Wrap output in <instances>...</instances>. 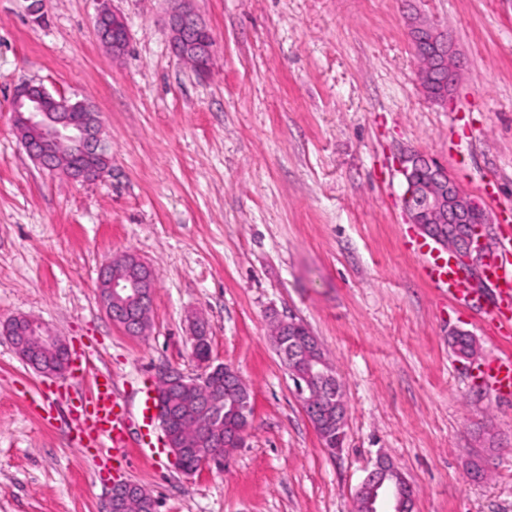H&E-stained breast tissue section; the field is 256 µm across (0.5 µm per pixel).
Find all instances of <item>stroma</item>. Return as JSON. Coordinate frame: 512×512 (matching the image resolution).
I'll return each mask as SVG.
<instances>
[{"instance_id":"35a3bbf8","label":"stroma","mask_w":512,"mask_h":512,"mask_svg":"<svg viewBox=\"0 0 512 512\" xmlns=\"http://www.w3.org/2000/svg\"><path fill=\"white\" fill-rule=\"evenodd\" d=\"M31 2L0 0V323L42 321L132 402L163 370L199 373L197 317L253 414L224 469L188 475L135 446L102 469L65 434L68 408L33 411L48 380L0 333V512H100L117 482L157 512H353L382 455L413 512H512V401L472 382L450 338L468 332L483 356L505 344L420 275L398 163L425 153L467 194L492 185V216L512 206V0H192L215 39L204 76L170 50L177 0H110L130 31L117 59L93 29L98 0H45L40 20ZM411 15L453 36L449 107L418 86ZM23 80L94 105L110 175L75 182L29 158L10 117ZM125 253L156 274L141 336L99 298L102 267ZM274 312L302 319L336 369L337 453L272 344Z\"/></svg>"}]
</instances>
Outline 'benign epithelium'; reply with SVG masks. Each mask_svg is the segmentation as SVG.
I'll list each match as a JSON object with an SVG mask.
<instances>
[{"label": "benign epithelium", "mask_w": 512, "mask_h": 512, "mask_svg": "<svg viewBox=\"0 0 512 512\" xmlns=\"http://www.w3.org/2000/svg\"><path fill=\"white\" fill-rule=\"evenodd\" d=\"M170 47L173 55L184 61L198 59L196 71L209 70L213 56L214 37L200 15L181 0V5L169 15ZM96 32L100 42L118 57L126 51L130 32L123 16L109 7V0H100L96 17ZM407 35L415 55L420 60L418 81L424 95L433 103L448 106L459 80L460 63L452 35L448 30L420 17L408 22ZM11 118L27 155L42 169L61 170L76 182L97 180L112 173V157L101 137V126L94 106L85 100H73L54 95L43 85L26 82L14 91ZM399 172L403 178V200L409 223L426 236L449 245L460 253L462 267L468 271L478 266L488 245L491 224L486 203L463 192L448 170L421 152L401 156ZM124 268L114 263L100 273L98 288L105 312L113 324L130 335L143 333V315L148 313L149 299L154 292V274L149 264L128 254L122 256ZM127 311H137L142 317L128 319ZM0 332L13 343L21 360L43 376H57L68 365L69 348L42 323L28 317H14L0 324ZM281 361L293 382L303 409L336 407V432L345 433L346 408L341 397L334 396L331 386L316 388L318 379H327L324 372L301 361L298 355L280 353ZM200 377H190L179 371L162 374L160 391L173 387L187 389L199 380L207 379L216 369L211 361L201 362ZM231 412L246 417L252 414L251 396L244 384H239L235 396L227 397ZM208 451L203 464L229 458L241 447L246 432L234 438H223L222 424L215 421L207 433ZM395 468L385 457L379 458L368 472L361 487L371 491L370 502L383 493H392ZM154 500H134L130 494L111 491L104 512H134Z\"/></svg>", "instance_id": "obj_1"}]
</instances>
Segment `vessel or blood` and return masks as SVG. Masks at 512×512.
Instances as JSON below:
<instances>
[{"label":"vessel or blood","mask_w":512,"mask_h":512,"mask_svg":"<svg viewBox=\"0 0 512 512\" xmlns=\"http://www.w3.org/2000/svg\"><path fill=\"white\" fill-rule=\"evenodd\" d=\"M498 243L488 252L481 267V277L494 290L490 305L484 308L483 325L499 339L512 341V224L498 226ZM408 250L420 261L422 276L435 287L445 289L449 300L471 302L475 293L454 254L424 236L408 238ZM474 376L495 398L512 400V352L480 359L473 366ZM57 403L78 407L71 417L69 433L87 448H106L115 462L127 458L130 446L128 429L137 425V444L143 453L158 459L166 452L157 421L159 402L155 387L143 382L138 389L135 409H128L112 381L110 373L92 371L90 361L61 377L52 390Z\"/></svg>","instance_id":"obj_1"}]
</instances>
